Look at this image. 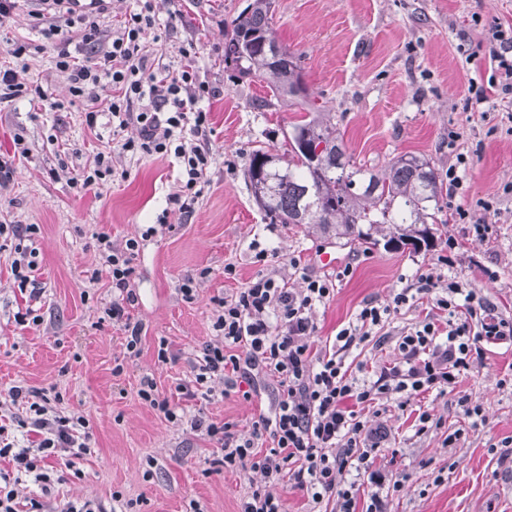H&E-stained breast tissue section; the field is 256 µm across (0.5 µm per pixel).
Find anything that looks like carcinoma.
I'll list each match as a JSON object with an SVG mask.
<instances>
[{
    "instance_id": "1",
    "label": "carcinoma",
    "mask_w": 512,
    "mask_h": 512,
    "mask_svg": "<svg viewBox=\"0 0 512 512\" xmlns=\"http://www.w3.org/2000/svg\"><path fill=\"white\" fill-rule=\"evenodd\" d=\"M275 0H247L224 27V64L234 77L267 83L274 101L296 99L310 115L292 125L283 153L258 149L246 180L271 224H308L338 239L367 247L430 246L441 212L442 183L430 163L401 155L374 171L346 156L336 124L308 104L301 56L282 45L274 29Z\"/></svg>"
}]
</instances>
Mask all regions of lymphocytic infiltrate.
I'll list each match as a JSON object with an SVG mask.
<instances>
[{"label": "lymphocytic infiltrate", "instance_id": "1", "mask_svg": "<svg viewBox=\"0 0 512 512\" xmlns=\"http://www.w3.org/2000/svg\"><path fill=\"white\" fill-rule=\"evenodd\" d=\"M40 2L30 13L34 28L55 46V67L65 74L70 95L84 103L87 125L96 126L105 112L121 152L141 158L174 154L181 177L169 201L180 217L191 216L216 161L213 130L200 107L215 91L201 78L195 44L181 47L179 66L158 63L162 32L156 0H137L136 9L109 36L102 21L111 0H90L87 10L76 9L77 0ZM73 32L81 39L84 56L69 48ZM489 56L495 68L490 89L511 95V26L493 32ZM107 83L114 95L104 104L99 90ZM131 126L136 136H126ZM167 224V216H159L142 236L120 245L108 233L96 235L97 265L87 280L93 285L101 277L110 278L112 299L104 317L123 330L131 357L141 351L143 332L129 313L135 303L130 282L140 240ZM39 231L35 224H0V237L16 242L11 270L26 304L15 315L20 326L39 322L35 307L42 290L34 277ZM458 247L457 238L448 237L443 255L410 285L396 289L387 301H364L354 322L321 346L315 340V314L333 298L337 282L351 275L352 265L321 276L300 272V284L294 287L291 272L299 263L293 260L289 271L257 274L245 288L218 299L212 313L215 337L195 348L190 372L175 390L188 401L238 393L248 399L255 374L273 377L274 408L259 414L249 433L202 412L186 415L159 391L153 376L141 378L137 395L168 422L188 425L218 448L209 462L211 470L240 467L254 473L238 512H286L278 492L285 482L306 492L309 512H322L326 505L336 512H387L390 494L409 476L374 469L373 453L389 435L362 418L360 406L414 407L412 428L419 435L434 419L415 401L433 392L449 397L470 429L479 430L485 422L483 405L458 391L459 380L483 365L489 348L512 346V318L471 282L444 278L441 267ZM422 302L430 309L414 327L396 334L393 362L369 377L349 374L345 359L353 350L393 323L402 310ZM0 411L8 415L7 423H0V459L12 465L11 472L0 471V512H104L89 499L59 505L53 498L54 483L73 471L76 460L93 452L87 416L62 414L44 391L21 386L11 389Z\"/></svg>", "mask_w": 512, "mask_h": 512}]
</instances>
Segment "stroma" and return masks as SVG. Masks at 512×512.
<instances>
[{
	"instance_id": "1",
	"label": "stroma",
	"mask_w": 512,
	"mask_h": 512,
	"mask_svg": "<svg viewBox=\"0 0 512 512\" xmlns=\"http://www.w3.org/2000/svg\"><path fill=\"white\" fill-rule=\"evenodd\" d=\"M159 17L171 21L162 61L179 65V49L196 43L205 79L218 94L205 102L218 158L190 219L170 214L168 227L144 241L132 287L130 309L143 326L139 356L127 357L122 333L99 324L112 298L108 279L87 287L95 266L94 235L108 232L114 243L137 236L155 223L175 189L172 157L137 159L116 153L112 162L126 178L99 193L73 188L74 170L92 167L97 152L111 147L112 128H89L84 107L71 102L65 76L53 64L51 45H40L25 13L0 17V67L15 66L13 45L25 43L29 91L0 100V160L11 169L0 183V224H36L38 280L44 293L39 327L24 329L13 316L21 303L11 273L9 250L0 251V395L15 385L52 390L65 412L87 415L93 454L78 460L79 476L55 488L58 502L74 498L98 501L110 512L113 492L137 503L139 512H187L196 501L203 512H238L252 474L224 470L205 474L210 442L167 422L137 396L139 379L154 376L171 403L180 402L175 385L188 369L193 349L214 337L215 299L244 287L258 272L302 267L321 273L316 253L335 246L353 273L315 316L319 338L335 335L354 320L363 302L388 300L393 289L411 284L435 262L448 235L460 243L443 273L472 281L487 298L512 315V98L489 93L483 103L466 104L469 85L487 83L492 64L488 41L496 25H512V0H275L274 27L280 42L301 53L303 77L315 106L330 111L345 150L356 164L380 167L393 157L414 154L430 161L445 177L458 156L467 159L458 204L483 217L480 200L492 201L498 214L486 241L468 237L443 209L429 248H365L297 224H272L256 205L244 176L256 149L284 150L285 137L304 110L285 101L269 110L255 108L270 95L265 83L230 78L224 67V25L244 0H158ZM41 87L60 102L49 111L32 99ZM460 134L449 141V130ZM23 138L28 156L14 154V138ZM273 250L266 265L253 261L251 242ZM237 276L225 278V265ZM497 270L487 282L483 268ZM209 269L194 302L177 291L182 279ZM167 340L172 361L157 359ZM121 375H114L115 366ZM512 370V348L487 353L484 365L462 377L458 388L480 400L486 422L458 447L445 446L446 435L466 429L467 420L447 399L431 401L442 421L439 429L414 436L406 413L390 407L379 417L391 432V445L379 449L377 467L405 471L410 479L389 500L388 512H512V463L499 450L512 440V388L499 381ZM276 382L258 377L251 399L233 395L209 402L184 403L190 412L249 430L268 411Z\"/></svg>"
}]
</instances>
